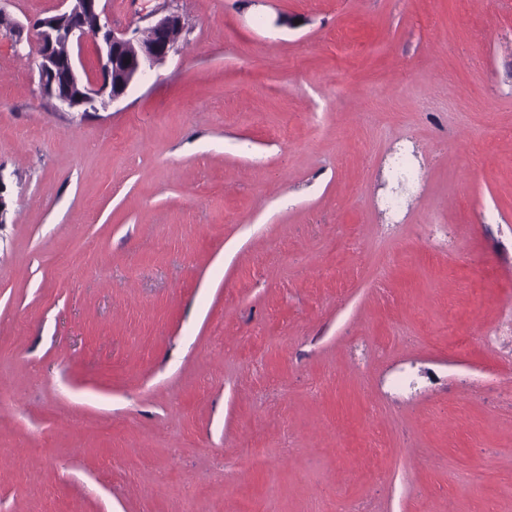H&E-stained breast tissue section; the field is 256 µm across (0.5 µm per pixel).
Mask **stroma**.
Segmentation results:
<instances>
[{
	"mask_svg": "<svg viewBox=\"0 0 512 512\" xmlns=\"http://www.w3.org/2000/svg\"><path fill=\"white\" fill-rule=\"evenodd\" d=\"M178 5L85 115L0 27V512H512V0Z\"/></svg>",
	"mask_w": 512,
	"mask_h": 512,
	"instance_id": "stroma-1",
	"label": "stroma"
}]
</instances>
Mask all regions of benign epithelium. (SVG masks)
<instances>
[{
  "label": "benign epithelium",
  "mask_w": 512,
  "mask_h": 512,
  "mask_svg": "<svg viewBox=\"0 0 512 512\" xmlns=\"http://www.w3.org/2000/svg\"><path fill=\"white\" fill-rule=\"evenodd\" d=\"M67 8L34 23L37 30L38 78L43 98L53 112H96L119 101L146 71L176 51L175 33L183 29L178 10L164 6L146 15L147 35L138 38L119 29L100 9V0H63ZM91 40L98 55L94 77L82 78L64 44Z\"/></svg>",
  "instance_id": "obj_1"
}]
</instances>
